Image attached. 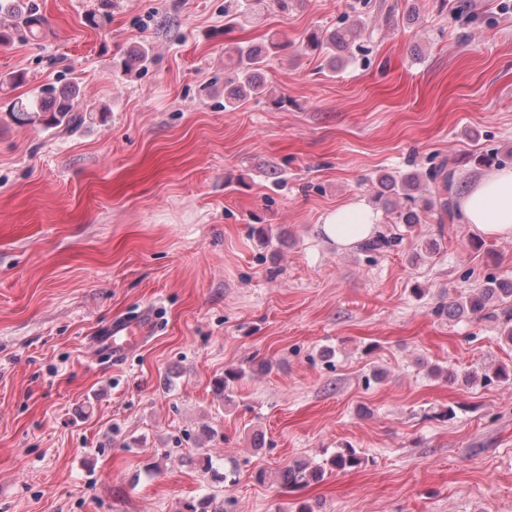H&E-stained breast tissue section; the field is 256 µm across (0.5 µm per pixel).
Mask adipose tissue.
<instances>
[{
  "mask_svg": "<svg viewBox=\"0 0 512 512\" xmlns=\"http://www.w3.org/2000/svg\"><path fill=\"white\" fill-rule=\"evenodd\" d=\"M464 223L482 237L512 239V167L485 173L460 196ZM379 213L366 201L353 199L329 211L322 219L324 236L348 248L372 234Z\"/></svg>",
  "mask_w": 512,
  "mask_h": 512,
  "instance_id": "ef3b65f1",
  "label": "adipose tissue"
}]
</instances>
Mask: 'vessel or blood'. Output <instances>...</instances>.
<instances>
[{
	"instance_id": "vessel-or-blood-1",
	"label": "vessel or blood",
	"mask_w": 512,
	"mask_h": 512,
	"mask_svg": "<svg viewBox=\"0 0 512 512\" xmlns=\"http://www.w3.org/2000/svg\"><path fill=\"white\" fill-rule=\"evenodd\" d=\"M158 318L152 307L141 308L134 315L113 318L100 326L90 338L96 358L112 362L123 359L145 339L158 331Z\"/></svg>"
}]
</instances>
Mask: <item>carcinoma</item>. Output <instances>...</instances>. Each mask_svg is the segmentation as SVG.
Masks as SVG:
<instances>
[{
  "mask_svg": "<svg viewBox=\"0 0 512 512\" xmlns=\"http://www.w3.org/2000/svg\"><path fill=\"white\" fill-rule=\"evenodd\" d=\"M246 3L235 5L228 0L224 6V25L231 28L245 17L242 8ZM0 14L10 18L6 25H0V45L15 42L28 43L37 40L43 33L44 18L35 0H0ZM373 41V31L357 18H345L340 26L331 31H321L307 38V47L328 55L329 68L336 71L342 67V59L337 53L342 52L348 57L365 48V44ZM288 43L272 42L270 47L261 48L254 45H240L234 54L228 56L224 69L230 76L224 81V101L232 106L235 102L252 97H263L266 86L262 73L269 55V49L283 50ZM79 94V87L73 86L68 91L56 93L52 88H44L26 98H15L9 103L8 114L14 121L23 125L44 127L70 126L80 122L83 116L74 111L73 100ZM462 160L456 155L442 158L439 163L430 167L425 173L405 172L398 175L384 174L378 178L382 187L379 195L392 191L403 196L408 202H414L413 192L425 181L433 188L432 196L424 199L422 213L408 211L399 215L402 224H417L421 216L435 221L438 237H443L442 226L454 224L460 219L457 198L461 195L462 185L458 179ZM400 243L396 233L380 231L374 236L360 241L357 250L362 253L374 254L387 251ZM512 300V279L490 277L461 300L435 308L438 317L451 318H492L500 321V335L507 343H512V306L505 305ZM362 459L355 450L348 448L338 451L323 465L310 466L299 463L286 468L283 479L292 485L317 482L323 479L326 470L347 471L356 469Z\"/></svg>",
  "mask_w": 512,
  "mask_h": 512,
  "instance_id": "cac0c4a2",
  "label": "carcinoma"
}]
</instances>
